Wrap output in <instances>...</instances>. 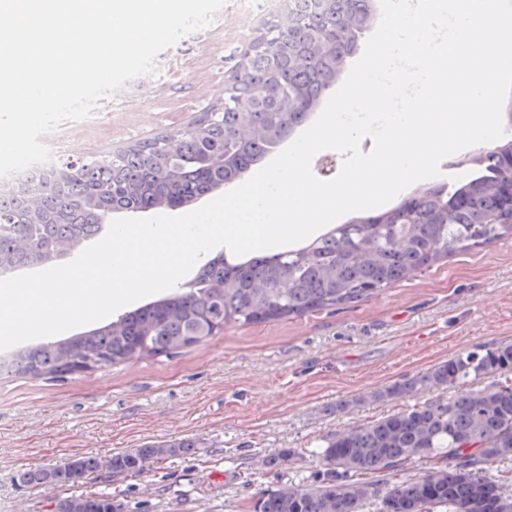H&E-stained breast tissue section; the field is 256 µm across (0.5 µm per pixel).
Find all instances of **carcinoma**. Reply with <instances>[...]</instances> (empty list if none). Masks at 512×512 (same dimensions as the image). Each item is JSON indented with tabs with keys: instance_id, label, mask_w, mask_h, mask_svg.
Returning <instances> with one entry per match:
<instances>
[{
	"instance_id": "carcinoma-1",
	"label": "carcinoma",
	"mask_w": 512,
	"mask_h": 512,
	"mask_svg": "<svg viewBox=\"0 0 512 512\" xmlns=\"http://www.w3.org/2000/svg\"><path fill=\"white\" fill-rule=\"evenodd\" d=\"M290 21L267 19L238 57L224 97L194 125L92 157L61 161L0 194V272L47 265L96 235L105 214L187 206L238 186L245 173L301 128L334 85L357 39L375 20L374 0H289ZM471 178L433 182L391 208L361 211L303 246L200 265L186 283L86 332L10 353L2 377L54 379L92 357L112 366L170 355L230 326L273 323L368 301L448 257L512 235L504 190L512 184V139L478 150ZM512 343L488 342L428 371L371 391L364 401L439 388L425 401L370 424L325 436L310 484L262 494L254 512H512V477L492 473L512 456ZM194 440L153 442L103 461L75 457L57 468L20 470L25 488L100 471L139 473ZM425 464L419 474L415 463ZM54 512H111V497L59 498Z\"/></svg>"
}]
</instances>
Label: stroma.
Masks as SVG:
<instances>
[{
    "label": "stroma",
    "mask_w": 512,
    "mask_h": 512,
    "mask_svg": "<svg viewBox=\"0 0 512 512\" xmlns=\"http://www.w3.org/2000/svg\"><path fill=\"white\" fill-rule=\"evenodd\" d=\"M262 0H225L212 23L156 59L94 112L44 136L55 159L90 158L191 122L224 94L237 55L266 19ZM512 343V237L393 284L341 310L231 327L180 353L58 381L0 379V512H52L55 499L101 493L148 512H246L263 493L311 482L333 431L401 411L428 395L361 402L485 342ZM192 439L137 474H94L27 489L25 467L108 457L152 441ZM286 465L265 457L285 450Z\"/></svg>",
    "instance_id": "35a3bbf8"
}]
</instances>
